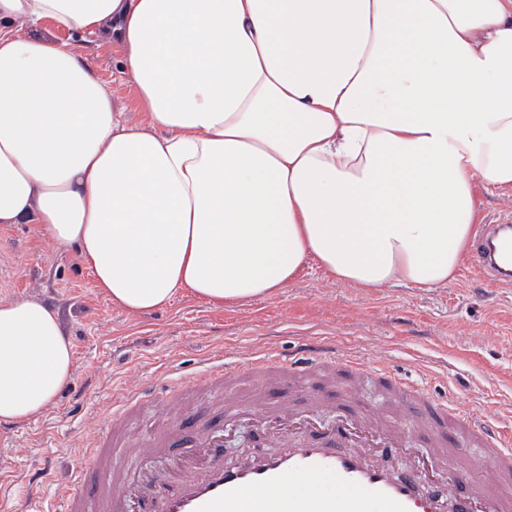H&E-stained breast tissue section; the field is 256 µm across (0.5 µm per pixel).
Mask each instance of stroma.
Segmentation results:
<instances>
[{
	"label": "stroma",
	"instance_id": "35a3bbf8",
	"mask_svg": "<svg viewBox=\"0 0 512 512\" xmlns=\"http://www.w3.org/2000/svg\"><path fill=\"white\" fill-rule=\"evenodd\" d=\"M75 47L123 105L126 123L142 121L115 49L93 39ZM16 298L58 314L76 370L42 414L0 424L7 512H33L28 484L35 471L54 469V482L43 487L48 497L69 481L96 423L123 401L129 384L189 375L227 352L272 347L289 356L316 337L384 358L410 384L512 430V286H490L466 261L444 288L377 290L336 283L310 261L271 297L215 306L183 293L162 309L131 314L94 288L75 248L57 246L38 225L11 224L0 226V301Z\"/></svg>",
	"mask_w": 512,
	"mask_h": 512
}]
</instances>
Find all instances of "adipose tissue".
<instances>
[{
  "label": "adipose tissue",
  "instance_id": "ef3b65f1",
  "mask_svg": "<svg viewBox=\"0 0 512 512\" xmlns=\"http://www.w3.org/2000/svg\"><path fill=\"white\" fill-rule=\"evenodd\" d=\"M73 35L117 48L143 122ZM480 183L512 184V0H0V225L128 312L267 297L310 260L448 285ZM75 368L54 311L0 302V422Z\"/></svg>",
  "mask_w": 512,
  "mask_h": 512
}]
</instances>
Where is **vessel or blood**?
Returning a JSON list of instances; mask_svg holds the SVG:
<instances>
[{"mask_svg":"<svg viewBox=\"0 0 512 512\" xmlns=\"http://www.w3.org/2000/svg\"><path fill=\"white\" fill-rule=\"evenodd\" d=\"M502 232L482 228L471 266L490 283L512 284V218ZM367 378L394 402L422 410L418 434L432 450L436 480L395 474L385 457L404 451L398 429L378 415L335 403V419L304 440L267 453L253 449L224 461V433L244 419L264 437L285 438L324 401L322 384ZM265 387L267 401L231 404L224 392L241 380ZM160 414L164 428L143 439L130 428L141 412ZM482 448L501 478L512 481V436L408 384L386 366L321 340L298 357L267 348L207 362L189 379L135 386L85 448L72 478L78 489L56 495L46 512H512V494L463 483L451 461L461 441ZM467 495L457 500L459 484Z\"/></svg>","mask_w":512,"mask_h":512,"instance_id":"vessel-or-blood-1","label":"vessel or blood"}]
</instances>
